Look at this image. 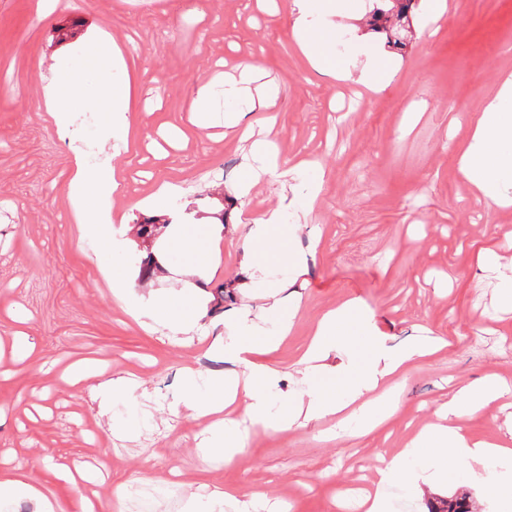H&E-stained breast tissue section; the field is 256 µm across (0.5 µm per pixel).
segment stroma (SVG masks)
Returning <instances> with one entry per match:
<instances>
[{"label": "stroma", "mask_w": 512, "mask_h": 512, "mask_svg": "<svg viewBox=\"0 0 512 512\" xmlns=\"http://www.w3.org/2000/svg\"><path fill=\"white\" fill-rule=\"evenodd\" d=\"M446 2L433 23L420 0L407 48L392 55L393 80L372 94L311 67L282 0L263 12L254 0H0L1 459L64 512H76L84 495L55 476L57 464L71 462L103 473L98 512H114L113 489L124 482L141 491L123 512H176L225 487L293 498L294 512H339L338 491L377 480L376 459H393L458 388L490 374L512 378V310L497 300L496 273L478 262L489 246L512 257V207L472 196L458 163L473 113L512 73V0ZM370 10V0H349L336 25L335 51L355 74L378 44L366 26ZM97 32L121 50L129 77L123 143L108 136L93 105L100 86L92 72L67 129L44 119L43 85L74 65ZM241 62L260 66L279 88L274 107L247 121L274 120L281 167L242 200L235 188L247 176L246 144L223 125L203 130L191 118L198 87ZM77 151L89 168L107 160L121 173L113 233L129 240L126 253L77 239L69 204ZM301 160L310 163L302 180L286 183L282 170ZM317 180L318 202L296 234L307 271L274 272L298 301L287 340L263 356L279 370L281 392L301 387L295 366L312 327L350 299L362 303L388 352L430 336L449 345L406 364L390 417L358 401L303 427L250 433L232 461L205 458L206 422L180 402L184 370L204 379L229 371L215 340L236 309L262 305L239 275L249 222L283 196L303 198ZM166 184L178 189L187 218L220 227L201 282L205 314L188 334L142 328L98 272L113 267L129 273L138 294L178 300L182 259L166 246L176 215L143 205ZM145 223L158 225L157 235L137 236ZM149 255L154 273L146 278L140 261ZM18 336L32 344L30 356L14 354ZM85 359L106 362L108 377L131 379L130 394L103 409L88 384L69 386L64 370ZM510 403L512 395L464 417V433L507 438ZM470 489L456 470L447 488L421 497L394 490L392 510L424 512L427 502Z\"/></svg>", "instance_id": "1"}]
</instances>
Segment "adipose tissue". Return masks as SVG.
Wrapping results in <instances>:
<instances>
[{"label": "adipose tissue", "mask_w": 512, "mask_h": 512, "mask_svg": "<svg viewBox=\"0 0 512 512\" xmlns=\"http://www.w3.org/2000/svg\"><path fill=\"white\" fill-rule=\"evenodd\" d=\"M345 13L346 0H292L293 35L312 66L347 79L351 73L336 56L334 47L336 19ZM260 75L258 65H241L237 75L225 78L220 91L225 101L238 106L236 112L225 116L224 126L250 142L245 161L256 177L278 168L276 147L269 135H255L253 128L243 122V110H267L276 103L277 86L261 82ZM101 83L106 94L98 100L97 107L104 116L106 130L113 138H124L129 124V88L120 53H113L111 64L103 68ZM42 96L49 119L57 128H66L70 121L68 103L83 97L78 68L64 69L59 79L43 87ZM459 165L478 197L502 206L512 204V73L500 77L494 96L476 114ZM73 167V218L81 238L96 240L111 252L121 251L124 243L114 238L111 217L112 197L121 186L120 176L111 166L88 171L84 157L79 154L73 157ZM285 212L282 206L268 210L251 224L240 270L251 296L265 302L266 312L254 319L249 310H241L233 335L224 340V356L232 363V370L209 380L203 388L194 372H186L183 378L186 407L196 417L209 421L208 452L223 454L228 461L244 451L246 437L237 421L219 420L225 402L241 401L250 422L261 428L276 431L300 427L310 419L337 414L369 394L386 390L388 382L400 374L407 362L445 345L444 340L438 339L388 355L374 343L370 319L361 304L354 299L346 301L316 323L297 362L302 387L280 411H273L272 398L279 376L260 355L274 349L288 335L295 310L284 294L285 284L272 278L268 268L277 263L294 273L304 270V260L295 247V227L285 223ZM209 241L205 225L178 224L170 246L185 258L187 274H195L208 263ZM102 278L139 324H162L178 333L197 328L201 314L195 305L176 308L164 298L143 299L125 275L106 270ZM354 336L368 343L369 360L352 378L330 374L331 353L347 345ZM511 392L512 380L496 375L459 389L438 410V423L420 430L394 459L379 469L376 490L363 502L366 512H389V487L432 488L447 483L452 468L465 471L472 485L491 495L503 486H512V470L498 467L499 462L512 459V448L467 438L456 425L461 417L483 410ZM21 499L33 503L35 512H59L57 501L45 495L21 470L1 467L0 512Z\"/></svg>", "instance_id": "adipose-tissue-1"}]
</instances>
